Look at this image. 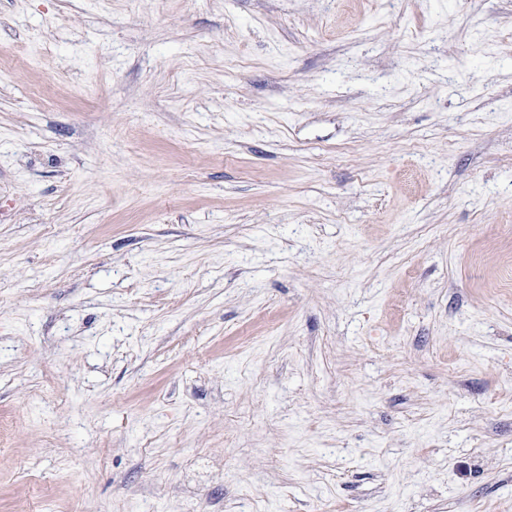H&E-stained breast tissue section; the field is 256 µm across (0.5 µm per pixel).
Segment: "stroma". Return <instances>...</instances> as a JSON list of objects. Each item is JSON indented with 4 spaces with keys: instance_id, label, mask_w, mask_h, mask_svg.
<instances>
[{
    "instance_id": "35a3bbf8",
    "label": "stroma",
    "mask_w": 512,
    "mask_h": 512,
    "mask_svg": "<svg viewBox=\"0 0 512 512\" xmlns=\"http://www.w3.org/2000/svg\"><path fill=\"white\" fill-rule=\"evenodd\" d=\"M0 512H512V0H0Z\"/></svg>"
}]
</instances>
